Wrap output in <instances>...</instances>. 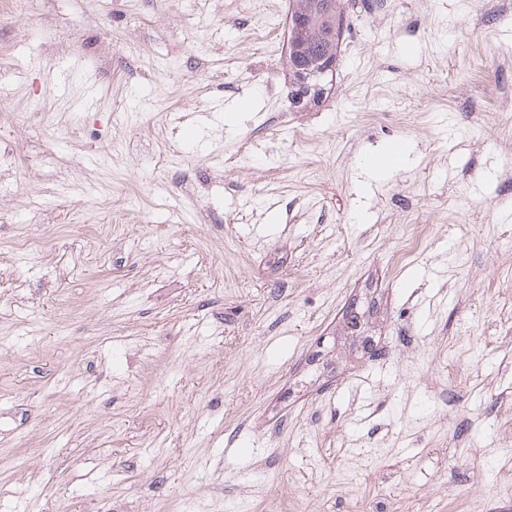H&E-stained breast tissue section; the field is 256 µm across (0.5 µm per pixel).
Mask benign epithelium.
<instances>
[{"label":"benign epithelium","instance_id":"7a95c632","mask_svg":"<svg viewBox=\"0 0 512 512\" xmlns=\"http://www.w3.org/2000/svg\"><path fill=\"white\" fill-rule=\"evenodd\" d=\"M342 10L340 0H312L310 9L300 8L296 0H289L287 14L288 54L294 82L291 92L293 106L311 105L319 101L324 93V81L334 74L338 56L327 53L315 60H310L303 52L314 41L323 37V33L311 27L309 15L319 14L323 17L339 13Z\"/></svg>","mask_w":512,"mask_h":512}]
</instances>
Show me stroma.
Here are the masks:
<instances>
[{"instance_id":"1","label":"stroma","mask_w":512,"mask_h":512,"mask_svg":"<svg viewBox=\"0 0 512 512\" xmlns=\"http://www.w3.org/2000/svg\"><path fill=\"white\" fill-rule=\"evenodd\" d=\"M371 2L0 0V512H512V0ZM340 0H312L309 10H303L295 0L289 1L287 14L288 28V54L290 60V70L292 79H294L291 101L294 107H300L303 104L307 106L318 102L325 93L324 81L328 75H333L336 70L338 52L342 42L343 34H340L339 40L336 33V39L333 41L332 50L335 54L328 52V43L317 42L313 47L306 49L308 56L316 57L323 55L314 61L302 51L314 41H319L324 34L311 27L309 15L319 14L323 17L337 14L343 11V29L349 25V19L341 7ZM338 40V46L337 45ZM295 76V78H294ZM410 148L409 145L399 143L393 145L387 152H385L380 158L378 166L374 167V160L370 161L367 165V169L375 174L378 168L386 169H398L402 167L408 160Z\"/></svg>"}]
</instances>
